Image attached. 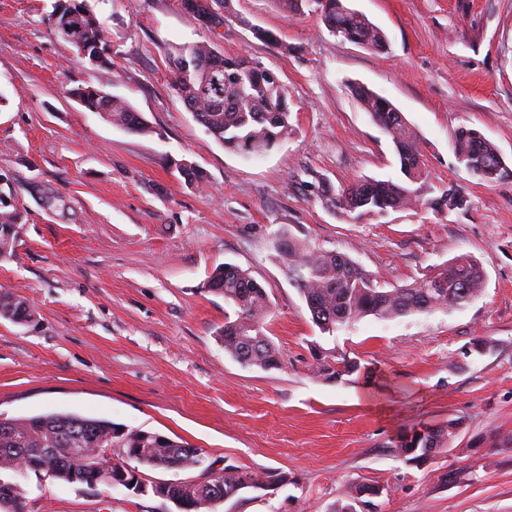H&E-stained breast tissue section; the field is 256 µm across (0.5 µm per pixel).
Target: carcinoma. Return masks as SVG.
Listing matches in <instances>:
<instances>
[{
  "label": "carcinoma",
  "mask_w": 512,
  "mask_h": 512,
  "mask_svg": "<svg viewBox=\"0 0 512 512\" xmlns=\"http://www.w3.org/2000/svg\"><path fill=\"white\" fill-rule=\"evenodd\" d=\"M327 30L360 47L386 49L388 39L348 0H314ZM198 20L216 30L232 11V0H183ZM57 38L70 44L78 57L95 68L112 66L114 49L111 32L86 4V0H57L50 14ZM173 83L195 119L225 149L243 156H259L288 137L290 107L288 89L273 71L259 67L246 56L226 57L212 42L180 46L168 53ZM354 95L391 139L399 158L401 177L362 179L325 196L336 211L351 219L383 217L388 211L425 205L435 211L463 209L466 197L450 187L436 198L423 197L429 177L419 148V137L403 114L385 97L365 85H356ZM70 98L111 124L134 134L150 132L143 115L125 100L101 88L77 86ZM455 159L468 167L478 162L498 163L499 150L478 130L461 126L452 140ZM179 173L195 187L208 185L206 173L185 160L176 164ZM24 224V215L12 202V194L0 189V260L13 255ZM274 249L282 260L288 279L305 300L314 325L332 335L368 316L393 320L437 308L469 303L481 295L485 278L479 264L468 255L437 266L430 274L405 286L385 288L341 253L322 251L281 229ZM208 289L224 297L232 312L224 314L220 331L224 351L242 364L263 370L280 364L279 351L264 331L269 297L264 286L248 270L224 264L215 269ZM34 313L28 303L6 288H0V318L26 321ZM314 374L328 381L357 369V363L330 350L314 355ZM457 433L453 422L437 427L416 441V454H433L448 447ZM0 448H18L23 460L19 468L13 458L0 455V472L22 470L52 473L69 484L108 485L97 467L106 462L105 449L116 448L119 460L141 466L188 470L202 465L201 450L156 432L117 426L105 420L72 414L51 413L16 418L0 428ZM86 450L84 461L72 458L74 449ZM289 482L288 473L251 471L226 466L207 486L193 481L165 483L155 496L172 502L179 512H201L218 501H227L246 489L267 490ZM370 492V487L353 486L336 501L331 512H348L351 501ZM25 490L15 482L0 481V512H25Z\"/></svg>",
  "instance_id": "obj_1"
}]
</instances>
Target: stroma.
Returning <instances> with one entry per match:
<instances>
[{
	"mask_svg": "<svg viewBox=\"0 0 512 512\" xmlns=\"http://www.w3.org/2000/svg\"><path fill=\"white\" fill-rule=\"evenodd\" d=\"M54 3L0 0V173L26 214L0 285L34 312L27 324L0 318V417L70 413L201 450V467L149 468L151 481L226 466L290 477L212 512H330L356 484L381 487L378 512H512V179L479 181L451 146L466 125L512 165V0H349L386 34L382 52L272 0H232L216 33L182 0H88L116 46L108 70L55 38ZM255 25L280 45L257 40ZM209 40L288 88L292 132L263 155L224 149L173 84L168 49ZM356 83L392 101L418 133L426 197L452 186L466 208L356 222L326 206L324 190L398 175L391 139L358 104ZM77 85L127 100L151 133L81 107L67 94ZM183 159L205 170L207 188L179 175ZM48 192L65 205L47 208ZM283 228L388 288L467 254L484 289L459 307L366 317L328 337L273 248ZM225 263L265 286L278 368L241 364L218 340L224 299L206 284ZM320 347L359 370L316 377ZM451 420L462 428L447 448L417 462L400 454L402 435ZM0 479L20 482L27 512H177L150 492L90 490L44 473Z\"/></svg>",
	"mask_w": 512,
	"mask_h": 512,
	"instance_id": "35a3bbf8",
	"label": "stroma"
}]
</instances>
